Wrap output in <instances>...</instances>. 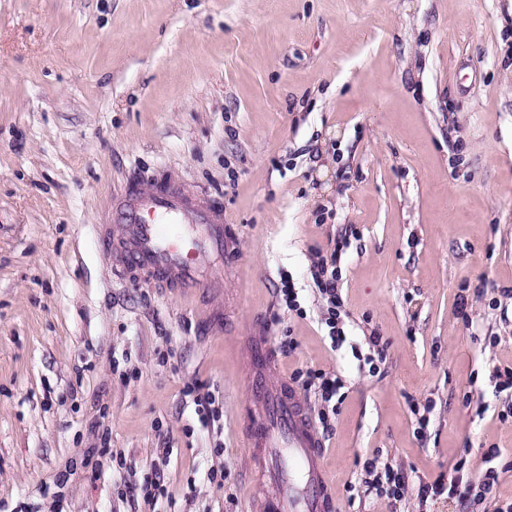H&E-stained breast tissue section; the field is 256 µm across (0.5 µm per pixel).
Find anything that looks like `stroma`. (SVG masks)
<instances>
[{
  "label": "stroma",
  "mask_w": 512,
  "mask_h": 512,
  "mask_svg": "<svg viewBox=\"0 0 512 512\" xmlns=\"http://www.w3.org/2000/svg\"><path fill=\"white\" fill-rule=\"evenodd\" d=\"M164 178L223 203L240 251L189 300L120 276L98 242L126 184ZM340 239L335 351L309 271ZM283 271L304 315L275 304ZM213 304L224 321L206 331ZM257 325L297 340L284 375L346 382L324 439L341 512L512 497V395L490 380L512 364V0H0V500L253 512L266 487L235 422ZM373 333L386 359L371 373L357 356ZM492 444L495 496L419 507L420 481L460 458L478 484ZM373 456L404 472V498L365 495ZM158 464L165 496L129 494Z\"/></svg>",
  "instance_id": "stroma-1"
}]
</instances>
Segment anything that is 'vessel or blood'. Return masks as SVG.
<instances>
[{"label":"vessel or blood","mask_w":512,"mask_h":512,"mask_svg":"<svg viewBox=\"0 0 512 512\" xmlns=\"http://www.w3.org/2000/svg\"><path fill=\"white\" fill-rule=\"evenodd\" d=\"M101 239L118 271L186 298L211 287L214 273L239 259L223 206L166 184L125 190ZM243 354L247 369L264 373L253 390L260 408L241 421L247 459L275 485L257 512H336L323 441L263 330L246 338Z\"/></svg>","instance_id":"obj_1"}]
</instances>
